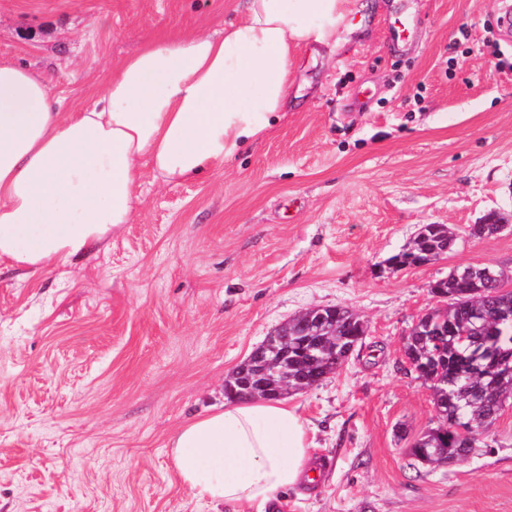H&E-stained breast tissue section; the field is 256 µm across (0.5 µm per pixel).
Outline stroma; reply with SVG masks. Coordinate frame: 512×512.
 I'll return each instance as SVG.
<instances>
[{"instance_id":"35a3bbf8","label":"stroma","mask_w":512,"mask_h":512,"mask_svg":"<svg viewBox=\"0 0 512 512\" xmlns=\"http://www.w3.org/2000/svg\"><path fill=\"white\" fill-rule=\"evenodd\" d=\"M501 0H350L336 43L300 51L288 106L203 178L143 170L134 220L36 272L0 263V512H272L213 506L167 446L226 400L224 380L281 324L346 306L368 333L345 367L288 395L319 482L282 512H512V403L487 448L410 468L434 427L403 338L467 265L512 276V39ZM243 0H0V59L46 77L64 112L165 31L223 30ZM425 224L451 251L392 270Z\"/></svg>"}]
</instances>
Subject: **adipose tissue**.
<instances>
[{
	"label": "adipose tissue",
	"mask_w": 512,
	"mask_h": 512,
	"mask_svg": "<svg viewBox=\"0 0 512 512\" xmlns=\"http://www.w3.org/2000/svg\"><path fill=\"white\" fill-rule=\"evenodd\" d=\"M347 0H246L223 31L146 38L76 112L0 59V261L35 271L100 247L134 219L142 168L189 182L263 138L298 51L327 45ZM180 481L212 504H265L318 471L296 409L238 400L171 435Z\"/></svg>",
	"instance_id": "adipose-tissue-1"
}]
</instances>
